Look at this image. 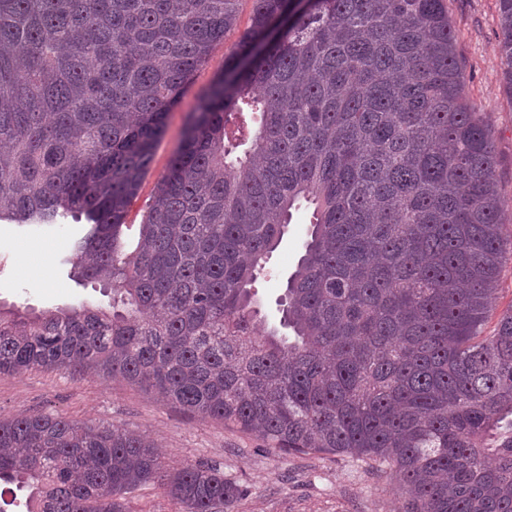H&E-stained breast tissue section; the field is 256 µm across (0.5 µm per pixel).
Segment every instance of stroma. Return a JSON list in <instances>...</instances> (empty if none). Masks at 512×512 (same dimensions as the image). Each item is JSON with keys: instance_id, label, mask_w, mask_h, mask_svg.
<instances>
[{"instance_id": "35a3bbf8", "label": "stroma", "mask_w": 512, "mask_h": 512, "mask_svg": "<svg viewBox=\"0 0 512 512\" xmlns=\"http://www.w3.org/2000/svg\"><path fill=\"white\" fill-rule=\"evenodd\" d=\"M457 35L465 91L485 113L498 159L503 219L512 225V96L503 79L496 0H447ZM228 34L216 44L194 75L181 102L171 110L152 164L126 217L123 243L132 251L143 215L156 186L183 138L199 97L224 70V55L236 41ZM312 219L310 207L296 209L288 229L254 289L268 326L279 323L278 301L301 254ZM88 224L72 218L55 224L0 222V308L39 312L83 305L109 308L100 284L78 282L63 264L64 237L81 239ZM58 414L78 423L114 426L154 441L167 467L197 463L216 466L226 480L241 486L242 498L230 512H397L398 492L389 476L347 455H282L257 434L224 426L157 400L145 387L88 371L32 369L0 375V420L22 415Z\"/></svg>"}]
</instances>
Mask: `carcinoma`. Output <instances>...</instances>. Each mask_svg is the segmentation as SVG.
I'll list each match as a JSON object with an SVG mask.
<instances>
[{"label": "carcinoma", "instance_id": "1", "mask_svg": "<svg viewBox=\"0 0 512 512\" xmlns=\"http://www.w3.org/2000/svg\"><path fill=\"white\" fill-rule=\"evenodd\" d=\"M239 2L0 0V221L85 218L74 273L124 307L0 310V375L93 369L285 454L386 464L401 512H512V310L484 335L512 227L445 0H253L124 250L168 114ZM498 16L512 93V0ZM303 202L289 338L253 284ZM156 481L179 512L242 494L128 430L0 421V512L25 487L26 512H130Z\"/></svg>", "mask_w": 512, "mask_h": 512}]
</instances>
